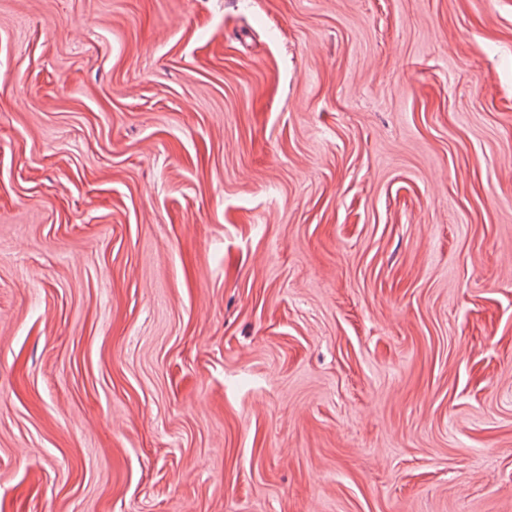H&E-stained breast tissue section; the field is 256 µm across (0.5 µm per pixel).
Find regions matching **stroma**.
Returning a JSON list of instances; mask_svg holds the SVG:
<instances>
[{
    "instance_id": "35a3bbf8",
    "label": "stroma",
    "mask_w": 512,
    "mask_h": 512,
    "mask_svg": "<svg viewBox=\"0 0 512 512\" xmlns=\"http://www.w3.org/2000/svg\"><path fill=\"white\" fill-rule=\"evenodd\" d=\"M0 512H512V0H0Z\"/></svg>"
}]
</instances>
